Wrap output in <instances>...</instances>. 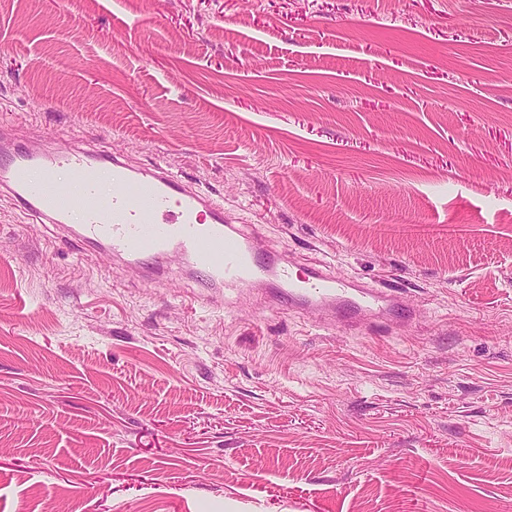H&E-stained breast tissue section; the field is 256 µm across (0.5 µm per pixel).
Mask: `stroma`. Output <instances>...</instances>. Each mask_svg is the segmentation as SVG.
<instances>
[{
    "mask_svg": "<svg viewBox=\"0 0 512 512\" xmlns=\"http://www.w3.org/2000/svg\"><path fill=\"white\" fill-rule=\"evenodd\" d=\"M0 128L414 311L320 323L0 201V512H512V0H0Z\"/></svg>",
    "mask_w": 512,
    "mask_h": 512,
    "instance_id": "obj_1",
    "label": "stroma"
}]
</instances>
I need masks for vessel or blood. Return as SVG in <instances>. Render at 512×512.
I'll return each instance as SVG.
<instances>
[{"mask_svg": "<svg viewBox=\"0 0 512 512\" xmlns=\"http://www.w3.org/2000/svg\"><path fill=\"white\" fill-rule=\"evenodd\" d=\"M62 172L81 185L79 195L60 189ZM104 176L112 184L107 193L99 187ZM0 189L21 213L50 224L80 215L76 239L109 255L146 266L174 246L207 282L269 289L277 303L319 321L336 318L360 325L406 322L413 316L396 291L365 286L316 264L289 267L275 254L258 252L250 235L225 216L222 204L188 189L159 165L138 169L81 145L59 153L34 152L10 140L0 144Z\"/></svg>", "mask_w": 512, "mask_h": 512, "instance_id": "1", "label": "vessel or blood"}]
</instances>
